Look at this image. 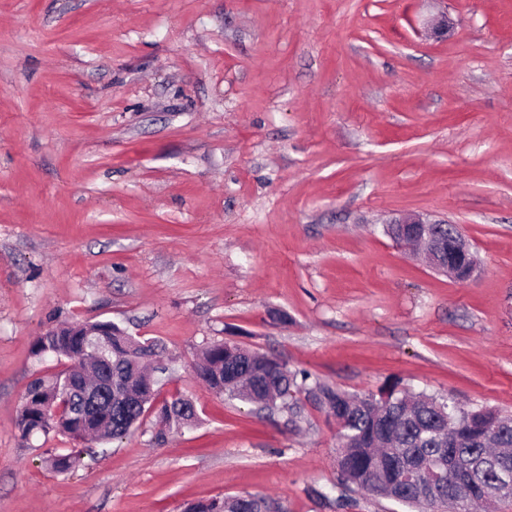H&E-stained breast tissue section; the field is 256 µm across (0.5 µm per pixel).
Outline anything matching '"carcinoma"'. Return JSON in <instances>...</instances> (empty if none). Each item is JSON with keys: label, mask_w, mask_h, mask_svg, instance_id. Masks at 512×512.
<instances>
[{"label": "carcinoma", "mask_w": 512, "mask_h": 512, "mask_svg": "<svg viewBox=\"0 0 512 512\" xmlns=\"http://www.w3.org/2000/svg\"><path fill=\"white\" fill-rule=\"evenodd\" d=\"M457 224H436L425 234H435L448 243V255L440 260L459 262L454 243ZM36 356L64 357L69 365L52 378H37L26 388L18 415L21 438L29 440L52 432L83 442L88 433L99 443L122 439L143 421L156 403V391L149 389L145 361L161 354L159 344L139 340L109 320L75 322L46 331L32 346ZM196 374L210 388L231 399L279 409L292 390L305 391L319 408L338 419L339 436L345 451L338 462L341 506L351 502L344 490H365L372 481L383 483L400 504L421 512H471V505L452 504L437 495L424 499L416 490L396 484L391 460L397 449L408 448L420 458L437 456L448 437L459 438L453 450L477 478L491 479L496 469L488 458L502 456L512 448V417L491 408L464 410L452 402L430 398L400 397L389 389L363 399L352 397L324 384L307 385L308 375L288 370L277 356L250 351L233 342L209 345L195 367ZM67 397L70 410L59 416L51 407ZM164 439V428L191 425L199 420L191 399L179 396L164 400L156 412ZM82 451L73 448L50 455L47 462L59 475H67L81 463Z\"/></svg>", "instance_id": "obj_1"}]
</instances>
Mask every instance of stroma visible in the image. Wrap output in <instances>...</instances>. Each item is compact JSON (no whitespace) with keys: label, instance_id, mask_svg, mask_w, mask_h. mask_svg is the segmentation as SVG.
I'll use <instances>...</instances> for the list:
<instances>
[{"label":"stroma","instance_id":"stroma-1","mask_svg":"<svg viewBox=\"0 0 512 512\" xmlns=\"http://www.w3.org/2000/svg\"><path fill=\"white\" fill-rule=\"evenodd\" d=\"M448 26L430 27L440 16ZM459 225L458 282L390 220ZM109 320L165 347L154 417L53 473L22 441L34 340ZM351 395L512 416V0H0V512H408L340 479L335 419L196 377L220 341ZM155 416L161 428L156 434L158 441L164 439V428L181 425H191L199 420L195 406L191 399L179 396L177 398L161 402Z\"/></svg>","mask_w":512,"mask_h":512}]
</instances>
